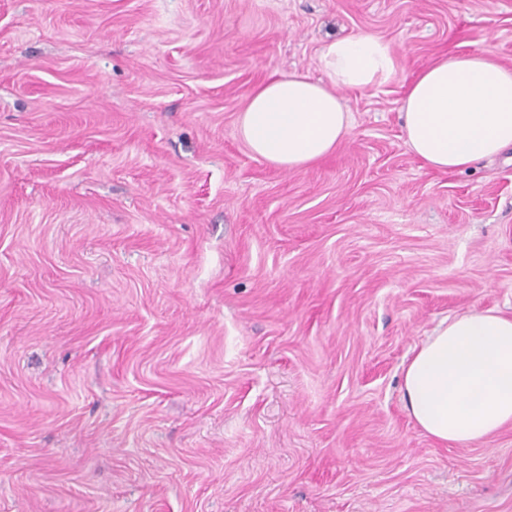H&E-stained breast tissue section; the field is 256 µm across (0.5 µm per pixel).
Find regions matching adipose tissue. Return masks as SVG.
Wrapping results in <instances>:
<instances>
[{
	"mask_svg": "<svg viewBox=\"0 0 512 512\" xmlns=\"http://www.w3.org/2000/svg\"><path fill=\"white\" fill-rule=\"evenodd\" d=\"M326 82L293 72L255 88L239 131L250 152L288 170L317 163L349 136L338 95L388 81L396 59L380 36L325 44ZM405 141L423 166L461 171L512 147V68L488 51L445 56L404 87ZM414 422L443 444L472 445L512 424V316L472 311L442 323L402 367Z\"/></svg>",
	"mask_w": 512,
	"mask_h": 512,
	"instance_id": "obj_1",
	"label": "adipose tissue"
}]
</instances>
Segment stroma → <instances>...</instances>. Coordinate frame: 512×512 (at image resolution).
Segmentation results:
<instances>
[{
  "mask_svg": "<svg viewBox=\"0 0 512 512\" xmlns=\"http://www.w3.org/2000/svg\"><path fill=\"white\" fill-rule=\"evenodd\" d=\"M383 37L386 83L295 170L239 119ZM512 66V0H0V512H512V428L443 445L401 371L512 315V152L438 172L402 83Z\"/></svg>",
  "mask_w": 512,
  "mask_h": 512,
  "instance_id": "35a3bbf8",
  "label": "stroma"
}]
</instances>
